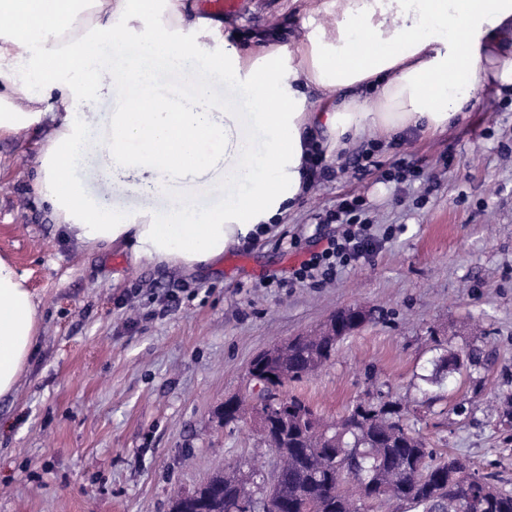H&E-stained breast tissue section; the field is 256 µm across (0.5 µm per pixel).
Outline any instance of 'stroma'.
I'll list each match as a JSON object with an SVG mask.
<instances>
[{"mask_svg": "<svg viewBox=\"0 0 512 512\" xmlns=\"http://www.w3.org/2000/svg\"><path fill=\"white\" fill-rule=\"evenodd\" d=\"M303 18L293 0H244L224 27L248 41L297 34ZM365 148L378 166L353 175L345 165ZM403 158L423 177L383 180ZM326 163L329 177L268 235L189 270L79 244L27 193L32 137L0 144V254L26 272L40 316L20 383L0 398V512H169L176 492L219 465H269L274 455L249 423L219 424L225 398L242 391L250 361L269 345L360 305L372 320L289 393L335 418L389 394L436 453L512 489V424L501 412L512 397V94H486L429 138L377 149L358 137ZM222 173L188 171L151 196L103 183L88 161L76 175L90 195L138 211L163 209L171 194ZM353 195L364 198L373 233L390 224L402 232L333 283L277 287L339 233L326 213ZM447 349H474L483 361L437 373ZM434 374L439 384L424 387Z\"/></svg>", "mask_w": 512, "mask_h": 512, "instance_id": "35a3bbf8", "label": "stroma"}]
</instances>
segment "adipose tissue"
I'll return each instance as SVG.
<instances>
[{"label":"adipose tissue","instance_id":"ef3b65f1","mask_svg":"<svg viewBox=\"0 0 512 512\" xmlns=\"http://www.w3.org/2000/svg\"><path fill=\"white\" fill-rule=\"evenodd\" d=\"M305 13L290 41L236 44L187 0H0L11 20L0 28V142L32 134L28 191L85 247L121 244L134 261L193 268L266 235L294 208L320 129L338 153L362 135L386 144L410 129L431 136L488 90L512 87V0H306ZM174 70L193 83L195 105L146 103ZM218 79L252 96L262 157L238 114L212 100ZM103 96L143 106L113 113L102 134L90 105ZM89 152L104 181L137 172L129 188L141 195L219 161L224 174L173 195L165 210L118 212L73 175ZM203 196L220 202L201 208ZM39 327L25 273L0 256V397L15 391Z\"/></svg>","mask_w":512,"mask_h":512}]
</instances>
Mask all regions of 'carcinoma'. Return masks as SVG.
<instances>
[{"instance_id": "1", "label": "carcinoma", "mask_w": 512, "mask_h": 512, "mask_svg": "<svg viewBox=\"0 0 512 512\" xmlns=\"http://www.w3.org/2000/svg\"><path fill=\"white\" fill-rule=\"evenodd\" d=\"M327 336H306L271 366L256 356L251 368L275 374L279 384L317 372L333 357ZM474 351H448L440 362L450 372L476 362ZM251 410L268 415L271 430L262 441L276 454L272 469L240 461L216 469L192 491L173 497L170 512H374L408 507L414 512H512V492L490 475L450 453L436 455L415 434L402 403L383 395L357 402L337 421H326L305 399L288 397V420L259 400Z\"/></svg>"}]
</instances>
